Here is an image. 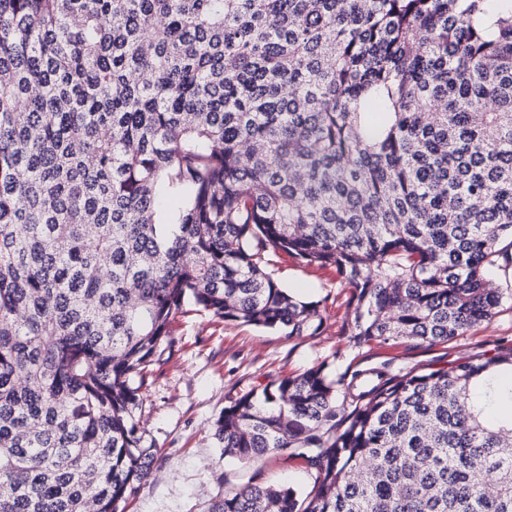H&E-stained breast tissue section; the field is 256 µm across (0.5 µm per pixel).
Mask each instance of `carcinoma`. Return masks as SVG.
Masks as SVG:
<instances>
[{
    "label": "carcinoma",
    "mask_w": 512,
    "mask_h": 512,
    "mask_svg": "<svg viewBox=\"0 0 512 512\" xmlns=\"http://www.w3.org/2000/svg\"><path fill=\"white\" fill-rule=\"evenodd\" d=\"M512 0H0V512H124L185 305L312 336L269 253L336 270L350 346L492 320ZM207 512H512V347L227 398Z\"/></svg>",
    "instance_id": "1"
}]
</instances>
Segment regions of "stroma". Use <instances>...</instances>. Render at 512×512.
Returning <instances> with one entry per match:
<instances>
[{
  "label": "stroma",
  "instance_id": "1",
  "mask_svg": "<svg viewBox=\"0 0 512 512\" xmlns=\"http://www.w3.org/2000/svg\"><path fill=\"white\" fill-rule=\"evenodd\" d=\"M275 279L296 296L319 302L322 326L315 335L286 337L249 325L227 324L185 306L172 324L175 347L145 378L141 420L147 440L158 448L148 483L127 502L125 512H206L209 501L245 485L255 475L300 487L309 481L294 461L270 459L243 464L222 456L214 423L230 392L306 368L328 372L390 363L394 369L439 367L498 346L512 344V299L494 318L447 344L400 341L353 349L345 325L351 293L334 269L272 255Z\"/></svg>",
  "mask_w": 512,
  "mask_h": 512
}]
</instances>
